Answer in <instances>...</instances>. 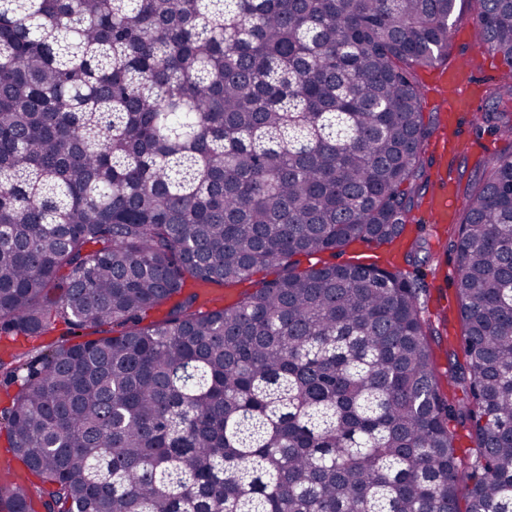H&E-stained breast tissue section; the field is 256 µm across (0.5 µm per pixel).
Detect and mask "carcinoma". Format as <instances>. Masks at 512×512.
Returning a JSON list of instances; mask_svg holds the SVG:
<instances>
[{"mask_svg":"<svg viewBox=\"0 0 512 512\" xmlns=\"http://www.w3.org/2000/svg\"><path fill=\"white\" fill-rule=\"evenodd\" d=\"M459 2L0 0V332L96 334L0 356L37 478L0 512H512V152L455 232L452 394L418 279L318 259L404 232ZM473 2L512 69V0Z\"/></svg>","mask_w":512,"mask_h":512,"instance_id":"1","label":"carcinoma"}]
</instances>
